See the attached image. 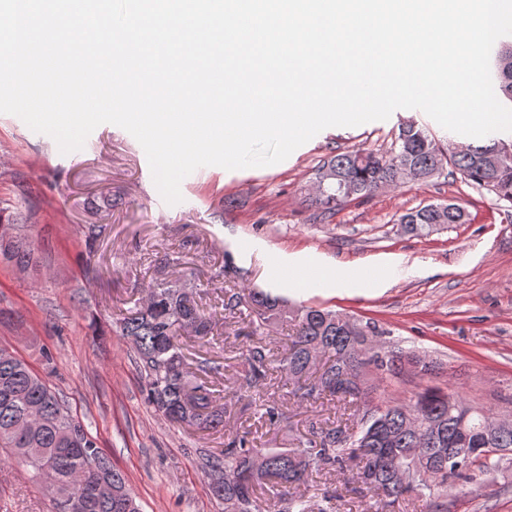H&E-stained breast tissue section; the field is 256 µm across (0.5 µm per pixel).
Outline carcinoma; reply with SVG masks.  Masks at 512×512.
Wrapping results in <instances>:
<instances>
[{
  "label": "carcinoma",
  "mask_w": 512,
  "mask_h": 512,
  "mask_svg": "<svg viewBox=\"0 0 512 512\" xmlns=\"http://www.w3.org/2000/svg\"><path fill=\"white\" fill-rule=\"evenodd\" d=\"M492 81L500 102L512 108V43L501 42L491 61ZM512 149V139L490 137L461 148L434 137L409 122L400 127L395 145L383 154L356 149L336 153L318 163L311 202L331 212L351 198H366L381 188L400 187L448 171L512 204V163L499 161ZM468 222L455 203H431L406 211L397 219L403 232L428 235ZM22 272L36 266L34 242L0 208V261ZM196 288L180 281H162L147 289L144 300L119 322V336L130 347L148 405L176 424L198 430L224 428L227 404L198 381L197 373L222 374L224 366L205 361L191 371L183 351L184 333L212 334L216 322L205 314ZM245 306L254 314L251 334L269 324L289 320L295 333L284 354L271 359L257 340L242 352L235 397L260 387L276 368L298 385L299 398L331 397L351 411L353 424L322 426L313 438L292 448H260L245 435L232 434L224 450H195L207 491L224 512H328L330 497L306 496L313 476L356 471L374 499V512H385L410 500L426 503L432 512H448V492L476 473L492 474L512 448V427H496L497 417L469 405L451 388L428 386L413 400L373 404L369 395L386 379H399L405 366L427 375L434 362L412 349L379 345L372 323L350 322L319 307H288L267 292L243 288L224 292V311ZM263 417L280 427L288 417L277 401L263 404ZM0 448H10L40 480L48 469L55 488L70 502L68 512H140L126 474L112 464L66 401L15 355L0 347ZM264 481L283 488L266 503L255 495Z\"/></svg>",
  "instance_id": "1"
}]
</instances>
